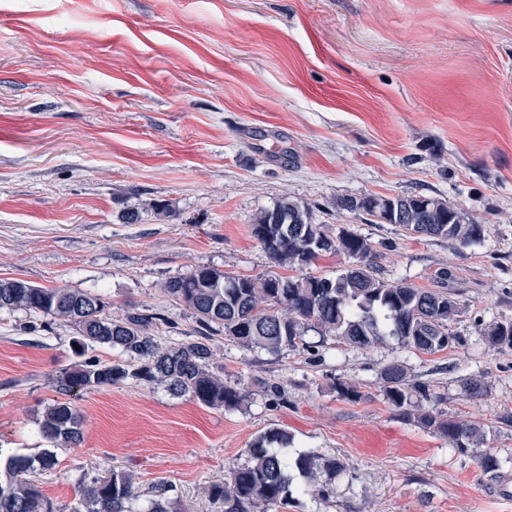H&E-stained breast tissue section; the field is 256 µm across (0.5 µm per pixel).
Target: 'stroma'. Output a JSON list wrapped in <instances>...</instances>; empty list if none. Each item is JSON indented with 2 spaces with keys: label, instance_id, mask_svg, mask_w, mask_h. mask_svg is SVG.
I'll use <instances>...</instances> for the list:
<instances>
[{
  "label": "stroma",
  "instance_id": "stroma-1",
  "mask_svg": "<svg viewBox=\"0 0 512 512\" xmlns=\"http://www.w3.org/2000/svg\"><path fill=\"white\" fill-rule=\"evenodd\" d=\"M422 193L484 224L481 243L414 237L337 207L343 197ZM308 204L331 233L376 251L381 275L417 288L447 268L465 309L463 346L413 355L325 338L320 360L215 340L228 381L284 384L224 410L127 382L73 402L79 447L35 481L59 512H85L81 478L130 471L149 495L173 485L180 512H222L210 497L260 433L339 456L330 499L288 512H512L470 455L396 417L380 367L407 361L444 417L484 426L482 450L512 453V349L481 323L512 320V0H0V279L100 293L112 312L150 309L193 335L162 291L199 266L256 276L271 266L250 234L281 197ZM168 203L175 218L150 201ZM138 210L137 223L121 215ZM74 330L0 312V454L46 448L37 419L65 400ZM483 375V396L460 381ZM367 399L341 400L336 381Z\"/></svg>",
  "mask_w": 512,
  "mask_h": 512
}]
</instances>
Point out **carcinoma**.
Listing matches in <instances>:
<instances>
[{"label": "carcinoma", "mask_w": 512, "mask_h": 512, "mask_svg": "<svg viewBox=\"0 0 512 512\" xmlns=\"http://www.w3.org/2000/svg\"><path fill=\"white\" fill-rule=\"evenodd\" d=\"M337 206L374 224H394L405 233L445 239L461 245L478 243L483 225L467 219L444 199L412 193L400 196L346 197ZM251 235L270 259L272 270L261 275H230L221 269L199 266L163 285L165 296L183 305L195 319L193 339L163 345L159 332L175 324L157 312H127L114 316L102 295L68 287H40L20 279H0V310H25L70 324L75 330V355L80 361L58 378L66 393L91 391L128 380L161 386L173 396H187L199 404L241 406L258 386L268 405L288 404L283 384L267 380L235 383L211 370L212 341L217 335L247 350L277 354L284 349L318 358V346L305 336L313 331L333 336L337 343L355 348H377L394 340L414 354L434 355L461 344L449 325L463 304L448 292L453 274L441 269L437 287L415 288L405 282L389 283L379 275L376 256L367 239L342 230L332 236L314 223L312 210L287 196L256 214ZM327 255H344L356 264L334 277L314 276L304 269ZM296 271L282 275L280 269ZM479 335L492 349H512V321L477 324ZM106 345L117 358L104 363L85 357L90 346ZM379 395L393 414L448 438V452L477 458L484 476H501L511 456L477 453L480 430L473 423L443 417L432 407L438 396L431 385L416 381L408 364L392 360L379 372ZM468 397L486 392L480 377L464 379ZM338 396L351 403L366 398L360 388L336 381ZM84 417L70 401L48 406L39 421V433L56 448H76L83 439ZM292 436L270 429L246 449L247 459L228 482L211 486V496L224 503V512H282L293 495V476L306 479L298 491L326 499L330 481L345 470L336 456L315 451L293 452ZM56 454L44 449L34 455L11 456L0 482V512H56L29 475L51 469ZM87 512H178L170 489L159 488L140 501L134 474L114 471L107 478L78 485Z\"/></svg>", "instance_id": "obj_1"}]
</instances>
